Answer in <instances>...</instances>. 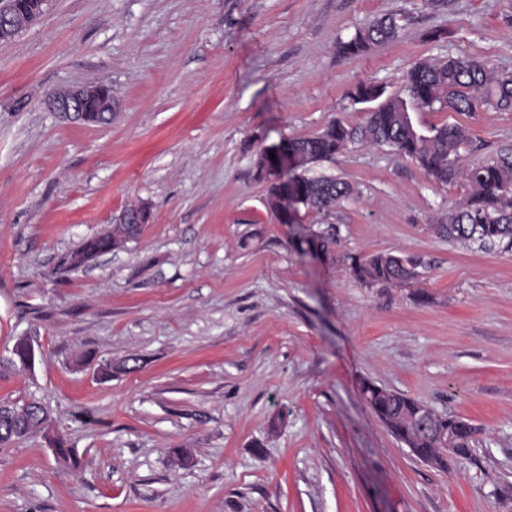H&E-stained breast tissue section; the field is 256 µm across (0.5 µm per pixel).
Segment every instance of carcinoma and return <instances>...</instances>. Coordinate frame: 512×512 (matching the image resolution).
Instances as JSON below:
<instances>
[{"instance_id": "cac0c4a2", "label": "carcinoma", "mask_w": 512, "mask_h": 512, "mask_svg": "<svg viewBox=\"0 0 512 512\" xmlns=\"http://www.w3.org/2000/svg\"><path fill=\"white\" fill-rule=\"evenodd\" d=\"M399 26L392 17L379 18L358 30L339 46L344 56H358L397 37ZM412 102L431 111L470 113L512 108V75L501 76L485 63L472 58H450L442 63H415L406 75ZM381 85L361 83L351 92L356 103L378 102L370 111L366 125L348 128L342 124L328 127L319 135L291 141L303 165L330 158L357 139L387 146L403 159L414 161L432 180L448 184L463 179L469 187L465 200L448 212V221L434 225L446 239L476 243L481 248L505 245L512 248V152L472 166L460 163L459 150L467 142L466 128L458 124L431 126L422 130L412 122L407 102L399 95L384 96ZM304 207L324 212L353 198L352 188L333 176L299 179ZM139 224H114L109 236H93L77 249L79 254L104 255L124 247L140 232ZM309 248L327 255L336 243L333 229L313 233L306 240ZM421 262L407 256L385 253L350 263L353 277L361 284L401 285L417 276ZM361 395L381 423L416 454L434 460L435 466L448 468V449L454 457L469 456L476 428L467 421L433 412L424 417L426 404L402 393L360 382ZM46 408L31 402L20 408L0 406V445L44 429ZM52 451L73 468L79 460L67 440L58 435L50 441Z\"/></svg>"}]
</instances>
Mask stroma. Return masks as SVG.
Segmentation results:
<instances>
[{
	"instance_id": "stroma-1",
	"label": "stroma",
	"mask_w": 512,
	"mask_h": 512,
	"mask_svg": "<svg viewBox=\"0 0 512 512\" xmlns=\"http://www.w3.org/2000/svg\"><path fill=\"white\" fill-rule=\"evenodd\" d=\"M385 14L396 40L338 53ZM509 14L512 0H50L0 44V402H42L81 459L66 466L48 435L0 446V512H512V250L433 230L465 182L355 141L298 173L357 198L287 223L267 200L288 173L256 166L280 142L365 124L353 87L403 93L416 62L512 74ZM86 84L121 100L111 125L47 110L52 90ZM410 115L466 126L462 164L512 150V110ZM131 203L150 210L136 240L64 265ZM329 224L331 259L297 248ZM387 252L418 258L416 279L352 277L351 257ZM364 379L469 421V459L415 458Z\"/></svg>"
}]
</instances>
